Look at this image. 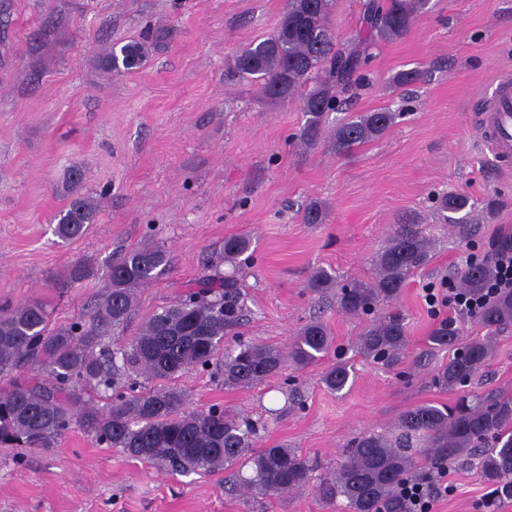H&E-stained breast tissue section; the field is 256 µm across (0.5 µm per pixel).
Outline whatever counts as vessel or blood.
Returning a JSON list of instances; mask_svg holds the SVG:
<instances>
[{"instance_id": "vessel-or-blood-1", "label": "vessel or blood", "mask_w": 512, "mask_h": 512, "mask_svg": "<svg viewBox=\"0 0 512 512\" xmlns=\"http://www.w3.org/2000/svg\"><path fill=\"white\" fill-rule=\"evenodd\" d=\"M491 83L476 126L481 146L499 162L512 157V72H496Z\"/></svg>"}]
</instances>
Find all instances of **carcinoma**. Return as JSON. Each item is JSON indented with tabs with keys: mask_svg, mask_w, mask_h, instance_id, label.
Here are the masks:
<instances>
[{
	"mask_svg": "<svg viewBox=\"0 0 512 512\" xmlns=\"http://www.w3.org/2000/svg\"><path fill=\"white\" fill-rule=\"evenodd\" d=\"M429 0H366L364 37L339 48L330 23L332 0H288L273 35L244 47L234 60L239 77L260 82L264 95L296 97L304 123L296 138L313 148L330 137L336 153L374 141L396 123L397 113L380 109L354 112L332 131L326 116L342 104L340 96L358 83L367 48L381 39L403 36ZM157 32L146 29L136 39L102 53L103 69L120 73L141 66ZM469 200L450 194L442 211L459 212ZM96 217L95 202L79 198L60 214L56 233L82 237ZM250 236L224 240V261L242 263L251 251ZM432 242L417 224H398L387 246L373 259V276L339 284L320 268L307 283L313 293L336 288V304L354 317H367L357 343L366 358L393 369L406 358L405 318L397 310L376 312L378 304L396 299L409 276L431 259ZM166 252L146 245L113 263L89 321L49 328L47 306L32 300L0 305V447L34 448L47 453L75 426L95 441L156 466L172 476L212 474L247 464L244 491L278 496L304 488L313 462L293 448L257 447L256 426L247 416L229 417L224 410H183L186 395L175 383L191 371L215 367L224 384L249 387L264 381L285 363L306 367L323 359L333 338L320 321L304 325L288 350L251 341L224 347V337L239 325L241 293L232 275H204L174 304L152 315L130 340L109 345L106 336L122 324L135 301V290L149 285L166 264ZM495 272L487 257L473 256L458 278L459 289L480 295ZM471 318L486 330L466 338L455 322H444L428 336L432 350L448 351L438 371L441 386L457 390L448 405L431 403L402 412L389 434L365 435L350 442L336 471L317 486L318 496L345 502L346 512H411L403 487L444 465L477 462L489 483L512 496V394L485 395L465 387L481 376L493 355L496 333L512 325V293L502 292L476 309ZM29 377L12 375L22 365ZM352 366L338 361L322 382L342 391Z\"/></svg>",
	"mask_w": 512,
	"mask_h": 512,
	"instance_id": "obj_1",
	"label": "carcinoma"
}]
</instances>
